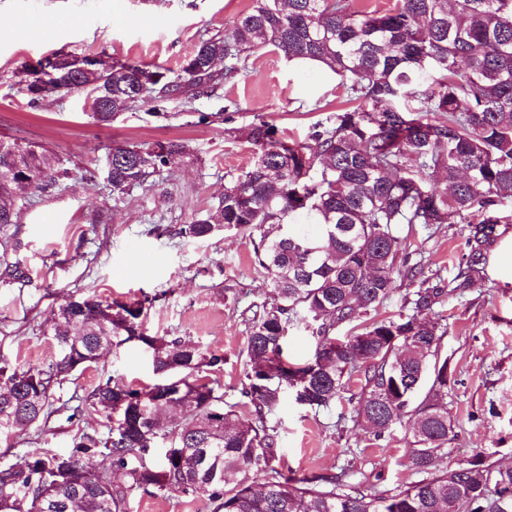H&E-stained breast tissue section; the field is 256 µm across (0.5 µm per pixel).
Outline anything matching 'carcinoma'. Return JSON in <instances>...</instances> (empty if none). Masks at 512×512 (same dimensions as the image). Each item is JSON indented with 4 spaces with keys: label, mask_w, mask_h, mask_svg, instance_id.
<instances>
[{
    "label": "carcinoma",
    "mask_w": 512,
    "mask_h": 512,
    "mask_svg": "<svg viewBox=\"0 0 512 512\" xmlns=\"http://www.w3.org/2000/svg\"><path fill=\"white\" fill-rule=\"evenodd\" d=\"M266 48L289 59L324 63L355 106L312 127L308 141L276 137L254 123L250 168L224 188L215 209L174 230L206 239L229 227L248 236L255 261L273 288L247 336L249 371L242 393L250 417L224 410V398L200 376L224 356L180 338L146 336L148 300L104 303L72 298L53 327L58 356L44 367L0 360V438L48 416L55 387L118 351L134 336L149 349L160 381L147 389L108 379L78 399L104 415L108 433L83 432L67 454L34 451L0 468V512H125V493L96 470L100 457L123 471L129 489L162 495L202 494L214 512H512V467L481 455L434 471L452 431L448 359L439 348L447 326L433 315L450 294L479 286L500 224L512 213V0H401L393 9L361 12L353 0H253L224 33L203 38L179 72L136 63L76 79L74 56L52 53L44 75L55 86H89L92 117L172 95L196 98ZM183 153L175 141L142 148L116 144L112 194L150 189V178ZM47 193L69 178L66 168L28 146L0 142V285H25L16 258V171ZM468 225L467 253L448 282L407 266L401 224ZM418 284L413 314L375 319L371 312L397 278ZM313 325L312 356L294 364L284 353L288 328ZM353 334L339 338L335 330ZM355 372L364 386L356 420L380 436L414 415L411 466L422 479L385 496L343 475L288 477L277 468L275 427L267 415L286 391L310 408H328ZM165 448L161 464L147 461Z\"/></svg>",
    "instance_id": "carcinoma-1"
}]
</instances>
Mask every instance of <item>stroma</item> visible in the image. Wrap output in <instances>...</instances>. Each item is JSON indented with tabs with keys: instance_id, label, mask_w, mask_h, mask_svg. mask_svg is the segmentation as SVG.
<instances>
[{
	"instance_id": "1",
	"label": "stroma",
	"mask_w": 512,
	"mask_h": 512,
	"mask_svg": "<svg viewBox=\"0 0 512 512\" xmlns=\"http://www.w3.org/2000/svg\"><path fill=\"white\" fill-rule=\"evenodd\" d=\"M252 0H0V141L38 146L71 176L49 193L27 189L30 204L18 222L25 286L0 287V359L43 366L57 353L52 338L61 303L76 298L133 302L150 299L144 332L180 336L222 354L207 379L224 395L225 409L242 417L253 407L242 394L246 341L254 306L273 293L254 261L248 237L223 231L208 239L172 235L213 208L224 188L253 160L247 136L257 119L280 137L306 140L350 102L333 76L289 66L269 51L214 91L174 97L95 123L88 91L31 101L18 85L24 65L53 52L98 55L111 62L179 69L205 35L223 32L249 12ZM207 113L211 122H200ZM182 143L185 152L154 178L152 190L113 196L102 174L105 148ZM500 239L483 283L450 296L437 312L448 326L439 353L448 360V414L453 432L437 469L482 454L512 466V224ZM466 225L449 218L428 227L400 225L410 263L451 279L467 251ZM142 389L158 383L140 342L107 353L54 390L51 416L20 436L0 439V467L22 462L39 448L69 452L82 432L107 434V419L86 409L73 415L68 400L106 380ZM361 393L352 380L328 408L311 409L285 394L270 414L284 474L345 472L347 479L382 494L417 481L409 458L412 417L375 436L354 420ZM127 512H213L206 499L128 491Z\"/></svg>"
}]
</instances>
